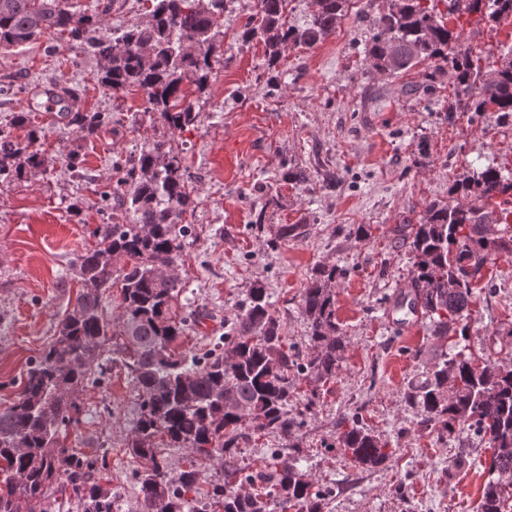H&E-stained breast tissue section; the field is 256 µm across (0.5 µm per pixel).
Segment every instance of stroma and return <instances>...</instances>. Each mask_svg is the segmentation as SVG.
Instances as JSON below:
<instances>
[{"mask_svg":"<svg viewBox=\"0 0 512 512\" xmlns=\"http://www.w3.org/2000/svg\"><path fill=\"white\" fill-rule=\"evenodd\" d=\"M390 0H347L336 31L312 48L287 46L269 63L260 39L242 42L255 0H234L224 15L217 64L204 90L184 80L194 124L170 128L146 111L135 88L113 91L100 81L102 63L65 35L0 49V127L28 113L43 131L34 148L44 168L0 183V409L22 389L26 370L54 336L81 284L69 261L94 247L102 224H126L107 193L121 180L116 159L137 154L145 138L168 140L192 184L193 230L176 274L184 284L172 316L204 311L234 321L254 285L266 289L286 348L307 354L309 328L299 296L312 270L342 269L336 321L345 341L334 378L294 380L289 415H303L293 435H253L240 442L239 462L256 469L275 448L302 449L299 466L320 487L334 489L323 512H478L493 450L468 425L440 433L421 429L403 394L443 354L512 361V257L488 261L475 279L468 340L435 336L430 319L392 314L396 289L410 284L411 230L428 208L448 200L452 183L495 165L512 171V125L491 116H447L450 76L427 86L429 63L392 75L372 68L363 43L370 21ZM437 7L446 12V0ZM462 46L482 62L512 45V17L465 22ZM66 84L76 105L109 115L84 140L45 109L48 92ZM413 94H402V87ZM29 126H11L15 137ZM81 157L86 181L69 177L64 157ZM292 168L294 180L282 177ZM336 187L325 188L329 173ZM300 225L299 238L277 241L280 225ZM364 227L365 237L353 230ZM316 406L305 410L307 396ZM79 407L64 444L104 467L102 485L119 512H138L127 443L139 417L134 386L120 363L101 381L74 393ZM360 414L394 454L384 465H355L333 442L342 417ZM466 457H459L460 449Z\"/></svg>","mask_w":512,"mask_h":512,"instance_id":"35a3bbf8","label":"stroma"}]
</instances>
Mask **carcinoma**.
Instances as JSON below:
<instances>
[{"instance_id": "1", "label": "carcinoma", "mask_w": 512, "mask_h": 512, "mask_svg": "<svg viewBox=\"0 0 512 512\" xmlns=\"http://www.w3.org/2000/svg\"><path fill=\"white\" fill-rule=\"evenodd\" d=\"M143 26L115 36L103 30L108 11L77 12L69 0H0V47H22L40 37L68 34L82 50L103 62L101 83L111 90L135 87L147 96L149 109L172 129L195 122L182 105L181 85L193 79L203 90L216 64L217 38L231 0H151ZM346 0H314L316 9L304 29L288 25L285 0H256V11L242 33L262 39L269 61L276 62L288 43L312 47L336 31ZM395 9L378 13L373 35L364 47L379 72H407L431 62L433 82L449 70L456 96L468 110L492 111L496 120L512 122V47L485 68L460 48L461 33L451 29L435 8L422 0H394ZM448 12L483 13L495 22L512 13V0H448ZM59 118L83 139L97 136L109 122L103 112L71 109L64 96ZM36 131L18 141L0 129V182L44 165L30 149ZM512 172L495 166L454 182L448 202L435 204L412 237L415 271L411 304L447 336L450 325L468 320L472 281L493 257L512 256V227L487 233L486 215H512ZM112 199L134 215L131 224H102L97 244L76 255L71 268L82 284L72 307L57 325V336L32 363L13 404L0 410V512H36L45 488L57 482L71 489L82 512H113L114 503L95 480L87 458L59 442L71 422V394L104 374L109 358L120 355L122 367L137 389L141 415L133 429L131 455L137 472L139 512H323L325 494L296 461H271L259 470L239 464V441L257 433L293 434L303 421L288 415L289 379L336 376L345 343L336 322L332 285L342 274L334 265L317 267L300 294L299 306L310 327V352L302 359L288 354L280 324L265 288H251L235 322L224 327V345L204 360L177 355L170 345L186 320L169 317L171 301L183 291L180 278L163 274L175 265L191 233L184 215L194 198L180 162L167 142L149 139L126 168L125 181ZM121 284L120 314L112 323L102 301ZM405 402L416 410L417 425L443 432L454 422L469 427L493 448L479 512H512V364L476 363L461 353L433 367L408 387ZM357 415L336 437L362 466L377 467L393 455ZM164 448H191L203 460L224 462V483L203 490L195 463L176 477L168 475Z\"/></svg>"}]
</instances>
